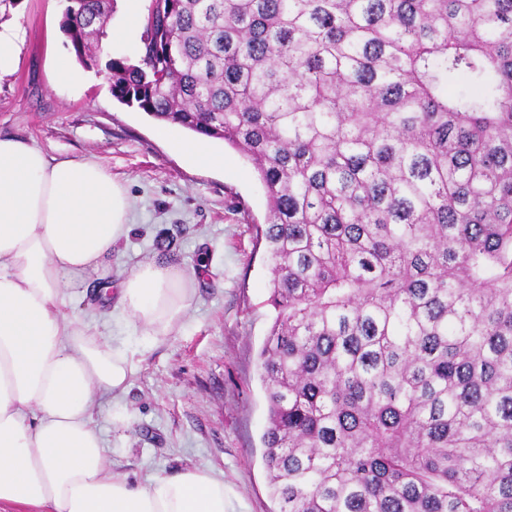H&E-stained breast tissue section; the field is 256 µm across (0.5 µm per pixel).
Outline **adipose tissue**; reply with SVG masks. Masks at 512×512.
<instances>
[{"label": "adipose tissue", "mask_w": 512, "mask_h": 512, "mask_svg": "<svg viewBox=\"0 0 512 512\" xmlns=\"http://www.w3.org/2000/svg\"><path fill=\"white\" fill-rule=\"evenodd\" d=\"M130 208L100 161L0 136V512H238L208 471L140 483L108 466L96 412L125 392L132 364L74 314L83 287L116 284L114 312L152 336L170 334L193 296L181 268L153 259L113 280Z\"/></svg>", "instance_id": "adipose-tissue-1"}]
</instances>
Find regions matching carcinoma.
<instances>
[{
  "label": "carcinoma",
  "instance_id": "obj_1",
  "mask_svg": "<svg viewBox=\"0 0 512 512\" xmlns=\"http://www.w3.org/2000/svg\"><path fill=\"white\" fill-rule=\"evenodd\" d=\"M115 4L75 60L265 188L278 512H512V0H147L133 56Z\"/></svg>",
  "mask_w": 512,
  "mask_h": 512
}]
</instances>
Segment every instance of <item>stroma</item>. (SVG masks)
I'll return each instance as SVG.
<instances>
[{"label": "stroma", "mask_w": 512, "mask_h": 512, "mask_svg": "<svg viewBox=\"0 0 512 512\" xmlns=\"http://www.w3.org/2000/svg\"><path fill=\"white\" fill-rule=\"evenodd\" d=\"M63 0H22L0 11V25L20 29L16 63L0 77V135L26 139L50 157L101 161L126 188L134 229L112 254V278L156 259L193 275L195 296L182 326L153 338L109 315L97 284L79 318L111 346L132 353L126 391L102 407L112 471L136 481L187 468L223 477L247 512H276L263 464L267 407L257 354L272 323L265 250L256 230L266 194L252 165L223 140L224 170L195 167L180 150L193 132L173 126L155 139V121L113 99L104 74L82 83L54 80L70 58L58 27Z\"/></svg>", "instance_id": "stroma-1"}]
</instances>
